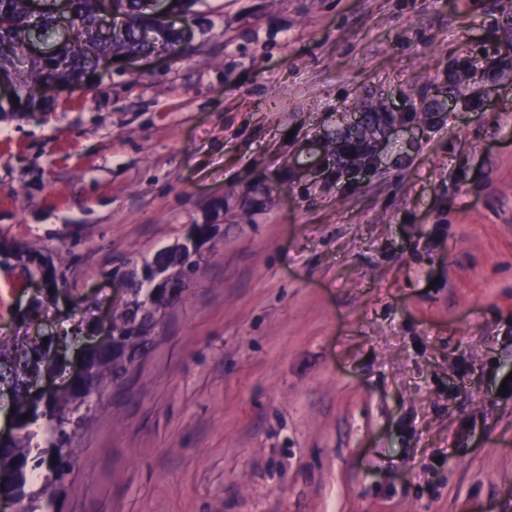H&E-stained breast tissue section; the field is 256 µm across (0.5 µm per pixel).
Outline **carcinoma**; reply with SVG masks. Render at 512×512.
I'll return each instance as SVG.
<instances>
[{
	"instance_id": "carcinoma-1",
	"label": "carcinoma",
	"mask_w": 512,
	"mask_h": 512,
	"mask_svg": "<svg viewBox=\"0 0 512 512\" xmlns=\"http://www.w3.org/2000/svg\"><path fill=\"white\" fill-rule=\"evenodd\" d=\"M32 2L0 0L1 70L9 71L23 62L29 42L46 39L62 16L73 19L78 35L57 40L52 55L27 65V97L16 103H0V112L27 109L46 84L93 81L103 56L145 55L160 48H180L182 33L173 26H162L155 18V8L162 3L183 8L195 0H112L124 24L107 38L95 34L99 0H38L40 23L31 29ZM188 255V246L178 241L142 265L155 276L147 278L137 271L127 274L130 297L127 305L112 315V348L87 352V373L75 381L64 399L44 404L29 400V385L51 369V344L38 339L0 342V368L7 366L10 370L7 377L0 373V383L12 394L17 421L16 434L0 441V470L11 474V482L0 491L17 497L23 512H57L54 505L64 497L72 474L74 439L107 390L121 385L129 366L148 349L155 329L154 315L165 312L181 295L167 284L181 277ZM36 258L33 251L0 240V265L11 262L25 277L41 270L35 265Z\"/></svg>"
}]
</instances>
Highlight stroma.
I'll list each match as a JSON object with an SVG mask.
<instances>
[{"instance_id":"obj_1","label":"stroma","mask_w":512,"mask_h":512,"mask_svg":"<svg viewBox=\"0 0 512 512\" xmlns=\"http://www.w3.org/2000/svg\"><path fill=\"white\" fill-rule=\"evenodd\" d=\"M186 29L0 116V239L68 282L30 324L0 266V337L91 334L114 271L224 221L59 512H512V0H196Z\"/></svg>"}]
</instances>
